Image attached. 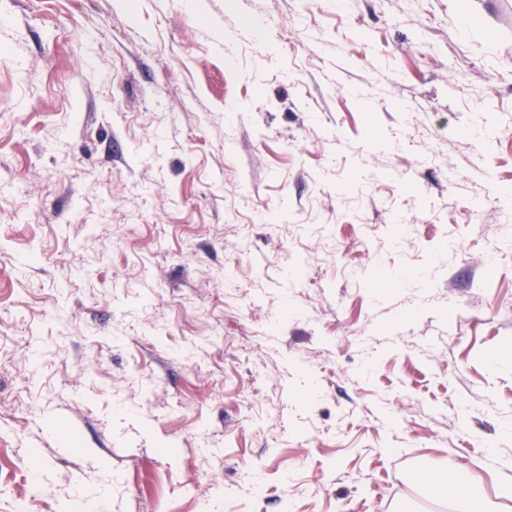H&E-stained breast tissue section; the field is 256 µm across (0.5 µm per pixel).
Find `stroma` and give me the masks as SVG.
Here are the masks:
<instances>
[{
    "label": "stroma",
    "mask_w": 512,
    "mask_h": 512,
    "mask_svg": "<svg viewBox=\"0 0 512 512\" xmlns=\"http://www.w3.org/2000/svg\"><path fill=\"white\" fill-rule=\"evenodd\" d=\"M511 424L512 0H0V512H502ZM426 484L434 490L437 487L444 486L452 489L456 500V512L478 511L473 507V501L470 498L468 490L461 486L454 472L448 471L436 476H432L426 481Z\"/></svg>",
    "instance_id": "stroma-1"
}]
</instances>
